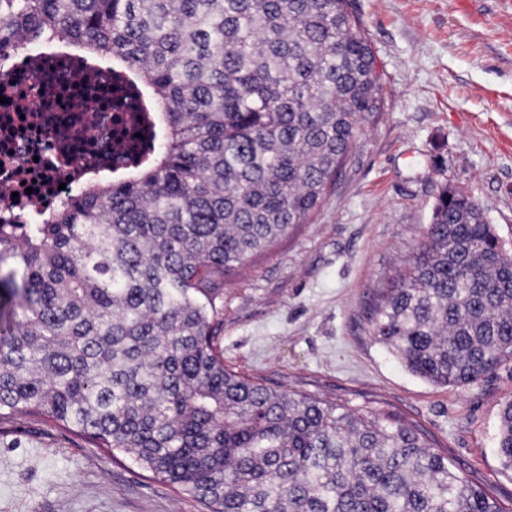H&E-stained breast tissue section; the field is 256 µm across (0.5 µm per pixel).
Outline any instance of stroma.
<instances>
[{"instance_id": "stroma-1", "label": "stroma", "mask_w": 512, "mask_h": 512, "mask_svg": "<svg viewBox=\"0 0 512 512\" xmlns=\"http://www.w3.org/2000/svg\"><path fill=\"white\" fill-rule=\"evenodd\" d=\"M381 75L365 127L310 223L224 283L215 342L227 366L277 390L421 424L472 484L512 504L497 452L512 365L467 387L412 374L371 313L422 240L442 187L487 209L512 250V4L351 0ZM0 512H201L198 502L83 438L28 417L0 422Z\"/></svg>"}]
</instances>
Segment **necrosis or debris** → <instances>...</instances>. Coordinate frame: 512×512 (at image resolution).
I'll use <instances>...</instances> for the list:
<instances>
[{"instance_id":"necrosis-or-debris-1","label":"necrosis or debris","mask_w":512,"mask_h":512,"mask_svg":"<svg viewBox=\"0 0 512 512\" xmlns=\"http://www.w3.org/2000/svg\"><path fill=\"white\" fill-rule=\"evenodd\" d=\"M0 83V203L45 209L85 178L111 175L127 151L117 140L133 128L138 100L110 102V65L91 62L60 42L27 48L7 60Z\"/></svg>"}]
</instances>
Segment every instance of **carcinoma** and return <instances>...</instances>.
Wrapping results in <instances>:
<instances>
[{
  "instance_id": "cac0c4a2",
  "label": "carcinoma",
  "mask_w": 512,
  "mask_h": 512,
  "mask_svg": "<svg viewBox=\"0 0 512 512\" xmlns=\"http://www.w3.org/2000/svg\"><path fill=\"white\" fill-rule=\"evenodd\" d=\"M59 37L133 80L129 168L0 219V419L35 416L206 512H512L418 424L224 367V281L320 206L384 106L350 0H0V58ZM373 335L466 387L512 361V252L442 188ZM497 453L512 469V399Z\"/></svg>"
}]
</instances>
